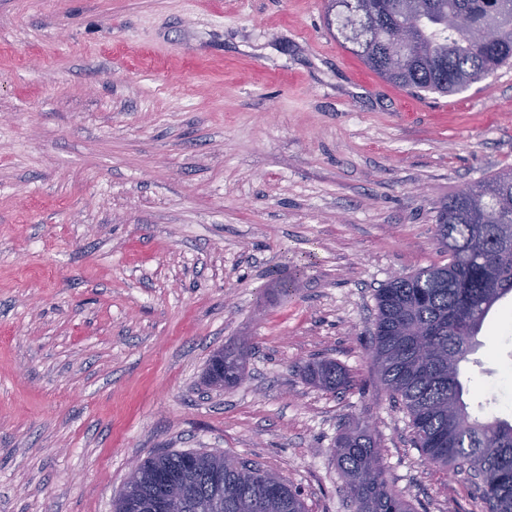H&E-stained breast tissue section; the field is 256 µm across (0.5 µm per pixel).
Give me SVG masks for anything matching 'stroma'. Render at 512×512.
<instances>
[{
	"label": "stroma",
	"instance_id": "1",
	"mask_svg": "<svg viewBox=\"0 0 512 512\" xmlns=\"http://www.w3.org/2000/svg\"><path fill=\"white\" fill-rule=\"evenodd\" d=\"M327 0H0V512H113L158 451L272 469L353 512L365 425L413 512H483L376 381L375 294L446 263L440 201L512 168V63L411 95L343 49ZM292 287H284V280ZM255 351L231 389L211 355ZM461 367L512 417V297ZM332 360L351 380L305 379ZM304 373L309 382L330 392L345 389L349 384L345 370L332 361H312L306 365Z\"/></svg>",
	"mask_w": 512,
	"mask_h": 512
}]
</instances>
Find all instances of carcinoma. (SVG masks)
Instances as JSON below:
<instances>
[{
  "mask_svg": "<svg viewBox=\"0 0 512 512\" xmlns=\"http://www.w3.org/2000/svg\"><path fill=\"white\" fill-rule=\"evenodd\" d=\"M479 0H328L327 25L336 41L370 69L408 90L447 94L469 87L512 61V0H493L505 14L498 46L488 48L478 31L451 27L449 17ZM417 32L412 57L398 70L380 63L407 6ZM494 174L441 203L436 239L448 263L389 280L377 290L371 360L381 389L409 417L413 444L424 461L464 473L486 512H512V420L471 416L459 365L476 346L493 308L512 295V183ZM254 350L243 340L216 352L224 360V388L240 384L239 370ZM306 379L334 392L349 384L332 361L308 363ZM184 451L154 454L142 461L138 497L163 496L156 475L171 474L202 494L217 473L223 481V512H305L288 481L259 466L223 454L195 452L192 470ZM333 456L345 477L355 512H411L403 491L384 478L381 450L364 426L345 430Z\"/></svg>",
  "mask_w": 512,
  "mask_h": 512,
  "instance_id": "obj_1",
  "label": "carcinoma"
}]
</instances>
